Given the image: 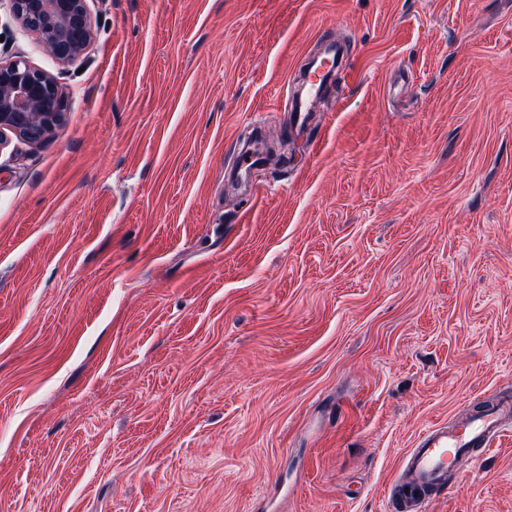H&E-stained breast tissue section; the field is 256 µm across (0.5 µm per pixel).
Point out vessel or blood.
<instances>
[{"label": "vessel or blood", "instance_id": "b4317fda", "mask_svg": "<svg viewBox=\"0 0 512 512\" xmlns=\"http://www.w3.org/2000/svg\"><path fill=\"white\" fill-rule=\"evenodd\" d=\"M351 66L336 43H329L324 60L316 61L302 95L293 99L290 113L296 124H303L323 89L332 77L348 79ZM512 413V402H501L496 410L484 413L454 427L443 425L420 434L403 464L405 478L397 492L395 512H421V505L434 491L445 488L451 456L464 449L473 450V463H480L501 435L502 419Z\"/></svg>", "mask_w": 512, "mask_h": 512}]
</instances>
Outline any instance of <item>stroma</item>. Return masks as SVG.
Here are the masks:
<instances>
[{
    "mask_svg": "<svg viewBox=\"0 0 512 512\" xmlns=\"http://www.w3.org/2000/svg\"><path fill=\"white\" fill-rule=\"evenodd\" d=\"M0 147V512H392L512 396V0H89ZM355 73L293 131L322 39ZM266 156L234 190L247 137ZM424 512H512V436ZM65 114L55 77L20 56L0 61V145L4 130L28 142L43 141ZM512 413V402L506 400L494 411L486 412L452 428L436 426L420 434L403 464L405 478L397 492L395 512H421V504L434 491L447 487L449 458L459 451L481 448L471 454V467L482 461L501 436L502 419ZM418 492V496H415Z\"/></svg>",
    "mask_w": 512,
    "mask_h": 512,
    "instance_id": "stroma-1",
    "label": "stroma"
}]
</instances>
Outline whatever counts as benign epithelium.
I'll use <instances>...</instances> for the list:
<instances>
[{"mask_svg":"<svg viewBox=\"0 0 512 512\" xmlns=\"http://www.w3.org/2000/svg\"><path fill=\"white\" fill-rule=\"evenodd\" d=\"M9 11L63 63L83 54L95 36L87 0H9ZM64 118L55 77L20 56L0 61V133L7 130L28 142H40Z\"/></svg>","mask_w":512,"mask_h":512,"instance_id":"1","label":"benign epithelium"}]
</instances>
